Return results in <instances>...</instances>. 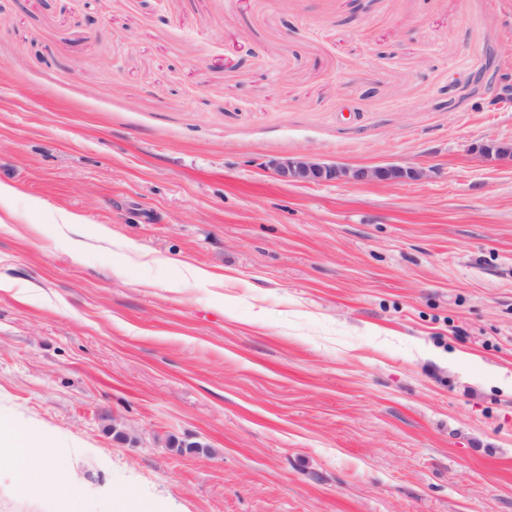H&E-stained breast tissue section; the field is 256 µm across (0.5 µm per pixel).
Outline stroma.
<instances>
[{
  "label": "stroma",
  "mask_w": 512,
  "mask_h": 512,
  "mask_svg": "<svg viewBox=\"0 0 512 512\" xmlns=\"http://www.w3.org/2000/svg\"><path fill=\"white\" fill-rule=\"evenodd\" d=\"M491 69L512 0H0V418L155 512H512ZM263 167L284 183L373 182L398 185L428 176L426 170L412 166L385 165L354 168L328 164L308 152L270 158Z\"/></svg>",
  "instance_id": "obj_1"
}]
</instances>
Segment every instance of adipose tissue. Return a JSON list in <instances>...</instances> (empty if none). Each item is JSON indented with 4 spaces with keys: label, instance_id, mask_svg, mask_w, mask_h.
Returning a JSON list of instances; mask_svg holds the SVG:
<instances>
[{
    "label": "adipose tissue",
    "instance_id": "obj_1",
    "mask_svg": "<svg viewBox=\"0 0 512 512\" xmlns=\"http://www.w3.org/2000/svg\"><path fill=\"white\" fill-rule=\"evenodd\" d=\"M80 454L77 448L53 447L37 427L0 426V483L33 497L50 496L52 512H89L95 504L102 512H151L135 490L116 496L79 480L73 461Z\"/></svg>",
    "mask_w": 512,
    "mask_h": 512
}]
</instances>
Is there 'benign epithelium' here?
I'll list each match as a JSON object with an SVG mask.
<instances>
[{
	"instance_id": "benign-epithelium-1",
	"label": "benign epithelium",
	"mask_w": 512,
	"mask_h": 512,
	"mask_svg": "<svg viewBox=\"0 0 512 512\" xmlns=\"http://www.w3.org/2000/svg\"><path fill=\"white\" fill-rule=\"evenodd\" d=\"M491 102L496 105L504 101L512 102V76L497 75L489 82ZM481 156L494 161H512V140H490L477 146ZM264 168L284 183H383L398 185L420 180L427 171L412 166L385 165L354 168L328 164L315 155L302 152L293 156L269 159Z\"/></svg>"
}]
</instances>
